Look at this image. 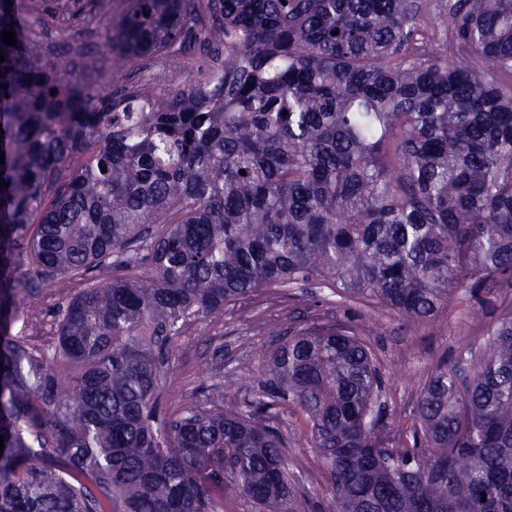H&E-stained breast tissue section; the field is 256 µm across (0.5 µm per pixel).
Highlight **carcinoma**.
Instances as JSON below:
<instances>
[{"label":"carcinoma","instance_id":"cac0c4a2","mask_svg":"<svg viewBox=\"0 0 512 512\" xmlns=\"http://www.w3.org/2000/svg\"><path fill=\"white\" fill-rule=\"evenodd\" d=\"M122 2L0 0V512H311L288 405L332 512H512V306L486 298L512 288V0ZM41 8L101 22L111 69L48 60ZM188 48L190 81L112 94ZM75 275L54 349L28 343L19 295ZM320 281L433 330L456 300L484 348L439 360L405 426L340 326L266 354L252 399L163 407L188 319ZM285 412L282 432L288 438V465L295 484L317 501L320 508L328 510L331 496L320 459L311 447L310 422L296 406H288Z\"/></svg>","mask_w":512,"mask_h":512}]
</instances>
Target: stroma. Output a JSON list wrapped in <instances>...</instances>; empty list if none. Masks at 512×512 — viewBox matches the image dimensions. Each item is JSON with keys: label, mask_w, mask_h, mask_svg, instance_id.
Segmentation results:
<instances>
[{"label": "stroma", "mask_w": 512, "mask_h": 512, "mask_svg": "<svg viewBox=\"0 0 512 512\" xmlns=\"http://www.w3.org/2000/svg\"><path fill=\"white\" fill-rule=\"evenodd\" d=\"M33 32L43 42L49 58L61 67L84 58L102 64L109 61L100 28L60 29L50 15L43 13L34 23ZM187 79L182 70L147 68L131 62L115 76L112 87L118 90L141 83L156 91ZM80 287L77 279L64 285L53 282L22 296L21 307L40 316L39 323L25 331L30 343L44 347L54 342L57 313ZM329 323L353 327L375 353L391 415L415 405L439 359H447L452 365L468 361L486 339L484 323L468 319L453 303L445 311L439 330L423 325L407 329L389 311L347 298L333 288L274 286L224 312L189 322L175 340L172 374L162 402L168 409H177L192 390L217 382L223 383L228 395L251 397L264 378L262 356L277 346L279 337ZM282 432L288 439V465L296 486L325 510L330 493L320 459L310 443L307 416L298 407H288Z\"/></svg>", "instance_id": "1"}]
</instances>
